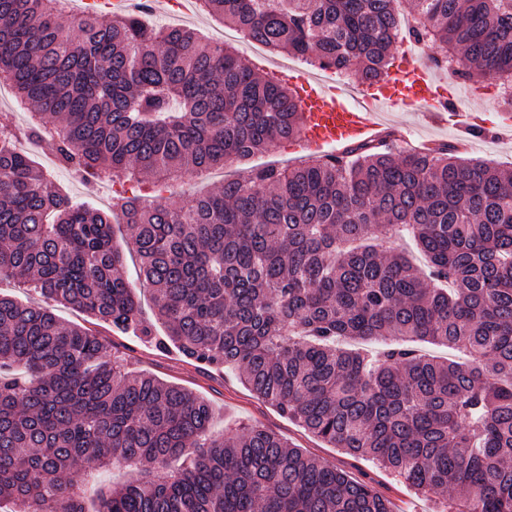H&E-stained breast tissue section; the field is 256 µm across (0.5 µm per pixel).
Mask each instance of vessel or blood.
Returning <instances> with one entry per match:
<instances>
[{
  "label": "vessel or blood",
  "mask_w": 512,
  "mask_h": 512,
  "mask_svg": "<svg viewBox=\"0 0 512 512\" xmlns=\"http://www.w3.org/2000/svg\"><path fill=\"white\" fill-rule=\"evenodd\" d=\"M307 92L299 106L305 114L299 142L302 146L320 150L329 146L347 149L361 142L383 138L385 108H400L419 112L432 123H445L447 116L464 119L461 111H448L450 100L456 99V86H449L447 96H440L436 74L430 63L408 58L393 69L374 95H365L351 102L336 96L320 80L301 75Z\"/></svg>",
  "instance_id": "obj_1"
}]
</instances>
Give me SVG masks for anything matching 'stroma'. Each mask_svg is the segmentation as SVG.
<instances>
[{"instance_id": "1", "label": "stroma", "mask_w": 512, "mask_h": 512, "mask_svg": "<svg viewBox=\"0 0 512 512\" xmlns=\"http://www.w3.org/2000/svg\"><path fill=\"white\" fill-rule=\"evenodd\" d=\"M457 87L458 106L481 110L488 127L505 126L512 122V108L494 94L475 95L470 84L462 81L458 82ZM385 122L400 134L394 144L395 150L406 149L415 141L431 140L452 146L461 157L478 158L493 167L512 168V139L465 140L452 125L427 123L417 112H390L387 113ZM25 150L32 156L37 167L53 175L73 199L98 209L111 206L114 195L112 187L91 183L71 169L62 167L54 144L29 141L25 144ZM222 180L187 175L182 178L179 188L159 196L155 195L152 182L143 181L136 183L133 193L147 198L156 196L161 202L177 206L192 195L216 191L221 188ZM57 314L62 321L92 329L112 345L113 349L129 356L134 369L183 386L208 399L213 408L214 434H223L225 429L239 424L261 425L282 436L289 444L301 448L309 456L364 482L390 502L392 512H443V498L415 494L400 476L379 468L364 457L352 456L341 449L328 447L256 397L232 371L195 363L184 358L172 347L159 348L156 339L164 333L162 326H155V337L150 340L112 331L110 327L97 324L87 315L64 306L58 307Z\"/></svg>"}]
</instances>
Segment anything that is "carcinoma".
<instances>
[{"label":"carcinoma","mask_w":512,"mask_h":512,"mask_svg":"<svg viewBox=\"0 0 512 512\" xmlns=\"http://www.w3.org/2000/svg\"><path fill=\"white\" fill-rule=\"evenodd\" d=\"M472 82L512 84V0H200L249 42L377 82L401 35ZM0 77L39 119L0 123V512H87L80 463H138L94 512H392L366 484L209 401L137 372L69 306L152 335L122 273L110 211L62 194L18 136L100 181L195 174L296 139L297 99L233 49L140 15L80 19L0 0ZM179 207L120 197L163 343L239 372L334 448L396 472L448 512H512V173L438 146L361 144L294 168L245 169ZM404 227L425 263L378 255ZM430 344L466 359L423 352Z\"/></svg>","instance_id":"cac0c4a2"}]
</instances>
